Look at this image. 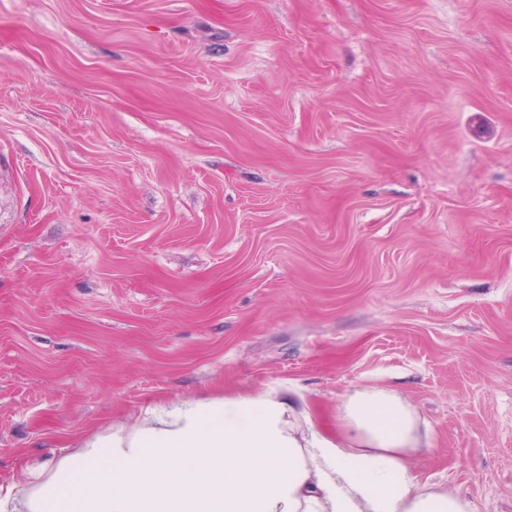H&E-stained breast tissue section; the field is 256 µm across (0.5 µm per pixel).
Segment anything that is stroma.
I'll return each mask as SVG.
<instances>
[{
  "label": "stroma",
  "mask_w": 512,
  "mask_h": 512,
  "mask_svg": "<svg viewBox=\"0 0 512 512\" xmlns=\"http://www.w3.org/2000/svg\"><path fill=\"white\" fill-rule=\"evenodd\" d=\"M358 384L512 512V0H0V483Z\"/></svg>",
  "instance_id": "35a3bbf8"
}]
</instances>
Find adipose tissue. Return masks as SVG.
Wrapping results in <instances>:
<instances>
[{"instance_id": "ef3b65f1", "label": "adipose tissue", "mask_w": 512, "mask_h": 512, "mask_svg": "<svg viewBox=\"0 0 512 512\" xmlns=\"http://www.w3.org/2000/svg\"><path fill=\"white\" fill-rule=\"evenodd\" d=\"M429 442L386 387L343 396L332 433L275 390L151 406L26 489L0 486V512H479L420 482L410 460Z\"/></svg>"}]
</instances>
